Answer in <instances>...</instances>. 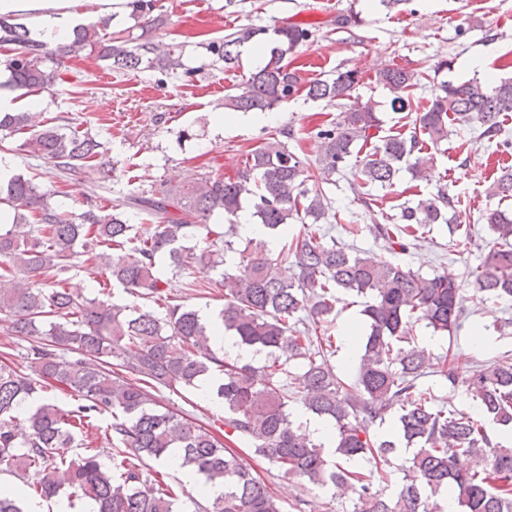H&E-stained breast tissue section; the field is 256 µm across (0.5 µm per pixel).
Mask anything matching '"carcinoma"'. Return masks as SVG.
Masks as SVG:
<instances>
[{
    "mask_svg": "<svg viewBox=\"0 0 512 512\" xmlns=\"http://www.w3.org/2000/svg\"><path fill=\"white\" fill-rule=\"evenodd\" d=\"M136 21L105 33L109 18L78 28L74 38L54 46L31 36L13 16H0V45L15 53L0 62L11 86L26 92L46 89L62 80L68 58L94 55L124 72L157 70L175 75L183 70V45L150 37L161 24L153 15L154 0H126ZM314 25L247 27L207 45L231 68L241 45L262 38L263 64L237 92L224 96V111L266 112L306 90V96L344 106L335 119L315 129L321 152L310 164L280 140L248 154L236 177H200L187 185L166 183L154 190L131 189L107 210L91 205L78 216L50 203L51 190L20 175L0 183V204L12 221L0 223V313L11 317V335L34 339L27 352L28 372L0 365V466L23 479V494L0 490V512H27L26 498L66 497L68 507L91 501L97 512H181L180 495L163 479L147 486L144 459L160 460L169 449L180 451L182 465L201 478L198 492L208 504L203 512H282L273 490L253 475L230 444L239 442L253 455L286 475L317 487L358 484L354 512H420L425 500L455 492L459 512H512V447L495 442L485 422L512 429V358L478 361L458 356L440 370L448 385L462 389L478 414L433 403L418 388L429 355L411 344L413 327L425 322L433 332L453 336L463 321L457 298L460 283L443 271L426 275L393 262H375L361 251L326 242L321 223L336 218L333 201L308 182L344 173L349 158L361 152L371 130L380 129L376 112L351 101L361 81L356 69H338L324 79L301 86L288 66V55L306 43ZM421 72L387 67L375 75L391 95L395 111L415 112L410 137H378L354 173L366 187H390L400 165L416 179L425 177L419 153L439 149L456 126L481 130L484 138L508 150L502 118L512 113V78L488 84L479 78L442 80L426 104L413 109L410 90ZM29 134L24 146L60 172L82 168L102 155L101 143L87 132L66 134L57 126L37 123L33 112H0V137ZM493 194L512 199V169L496 178ZM251 216L271 232H288V224L310 218L307 230L291 237L273 258L260 242L239 252L240 261L223 271L212 287L224 290V307L209 326L198 313L173 302L157 274L165 258L180 271L205 264L224 265L233 249L235 227L217 231L206 224L218 212L237 217L244 204ZM458 200L447 190L399 205L398 223L374 221L375 235L407 251L432 224H454ZM157 220L153 233H133L128 211ZM482 220L493 239L471 272L487 299L512 298V211L494 209ZM85 254L104 262L110 279L132 297L163 303V312L119 306L100 298L71 294L62 275ZM289 263L283 276L278 265ZM367 298L363 314L368 333L361 346L354 382L336 374L329 358L335 353L328 326L336 310V293ZM224 332L239 344L265 350L273 360L263 367L220 356L211 337ZM214 380V396L224 405V438L156 400L151 389L162 386L192 390ZM49 389L76 396L82 404L68 409L44 398ZM38 399L32 409L25 404ZM306 412L334 423L336 465H328L323 445L296 423L290 400ZM393 414L398 437L415 446L402 465L404 484L395 498L372 490L357 461L389 462L395 438L370 433L376 420ZM112 417L106 440L112 468L100 451L85 448L67 456L76 435L93 425L97 415ZM28 430L18 437L16 424ZM223 492L210 496L207 488Z\"/></svg>",
    "mask_w": 512,
    "mask_h": 512,
    "instance_id": "carcinoma-1",
    "label": "carcinoma"
}]
</instances>
